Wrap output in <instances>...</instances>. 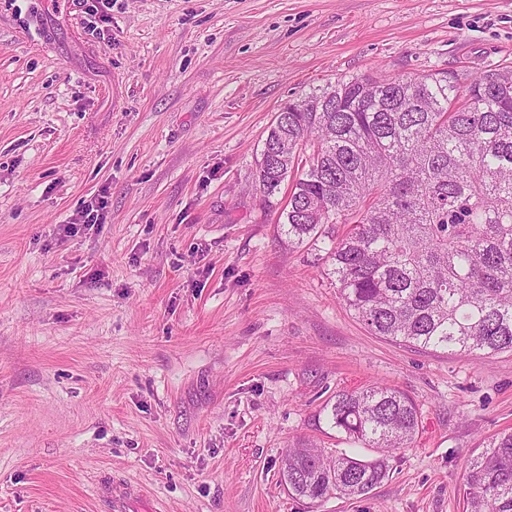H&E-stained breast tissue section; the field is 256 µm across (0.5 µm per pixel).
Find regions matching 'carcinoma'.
<instances>
[{"instance_id":"cac0c4a2","label":"carcinoma","mask_w":512,"mask_h":512,"mask_svg":"<svg viewBox=\"0 0 512 512\" xmlns=\"http://www.w3.org/2000/svg\"><path fill=\"white\" fill-rule=\"evenodd\" d=\"M284 106L255 182L292 179L288 243L328 238L339 299L373 334L421 349L512 352V67L340 78ZM330 419L379 456L286 450L281 480L321 501L358 498L408 448L418 409L372 385L336 394ZM467 512H512V433L467 465Z\"/></svg>"}]
</instances>
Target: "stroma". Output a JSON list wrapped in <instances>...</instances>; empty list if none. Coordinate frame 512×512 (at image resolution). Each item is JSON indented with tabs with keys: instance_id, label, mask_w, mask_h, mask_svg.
<instances>
[{
	"instance_id": "stroma-1",
	"label": "stroma",
	"mask_w": 512,
	"mask_h": 512,
	"mask_svg": "<svg viewBox=\"0 0 512 512\" xmlns=\"http://www.w3.org/2000/svg\"><path fill=\"white\" fill-rule=\"evenodd\" d=\"M506 65L512 0H0V512H108L112 473L132 512H465L512 352L372 335L254 173L337 79ZM373 384L418 406L412 446L365 496L289 495L287 448L375 457L326 408Z\"/></svg>"
}]
</instances>
